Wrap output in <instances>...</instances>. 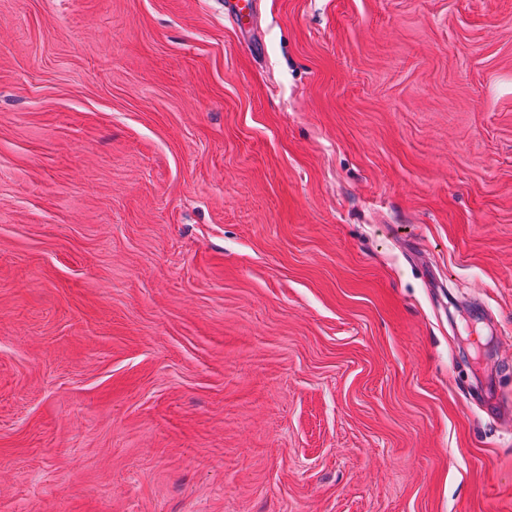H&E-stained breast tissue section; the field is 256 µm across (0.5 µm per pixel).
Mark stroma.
<instances>
[{"mask_svg": "<svg viewBox=\"0 0 512 512\" xmlns=\"http://www.w3.org/2000/svg\"><path fill=\"white\" fill-rule=\"evenodd\" d=\"M0 0V512H512V0ZM225 9L228 11L230 19L241 28H246L251 24L253 13V0H226Z\"/></svg>", "mask_w": 512, "mask_h": 512, "instance_id": "1", "label": "stroma"}]
</instances>
